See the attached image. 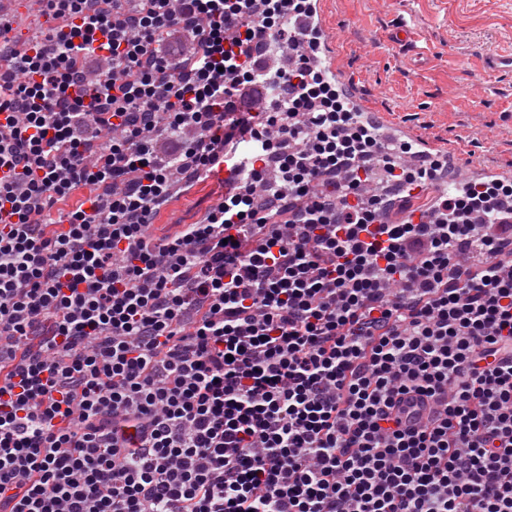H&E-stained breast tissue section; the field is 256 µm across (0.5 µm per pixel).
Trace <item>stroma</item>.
<instances>
[{
  "label": "stroma",
  "mask_w": 512,
  "mask_h": 512,
  "mask_svg": "<svg viewBox=\"0 0 512 512\" xmlns=\"http://www.w3.org/2000/svg\"><path fill=\"white\" fill-rule=\"evenodd\" d=\"M322 9L331 60L383 122L432 143L457 177L472 163L512 174V71L487 65L512 47V0H322ZM402 24L416 34L412 46L388 40ZM223 193L222 179L211 178L154 224L169 232Z\"/></svg>",
  "instance_id": "35a3bbf8"
}]
</instances>
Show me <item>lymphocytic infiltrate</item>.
<instances>
[{
	"label": "lymphocytic infiltrate",
	"instance_id": "obj_1",
	"mask_svg": "<svg viewBox=\"0 0 512 512\" xmlns=\"http://www.w3.org/2000/svg\"><path fill=\"white\" fill-rule=\"evenodd\" d=\"M138 2L0 16V512H512V183L257 69L311 0ZM220 177V178H219ZM219 177L209 179L206 183L199 184L191 191L174 198L167 206L161 209L154 224L159 234L172 232V224H185L191 218L200 214L208 206L216 202L224 195L223 179L228 175L224 170Z\"/></svg>",
	"mask_w": 512,
	"mask_h": 512
}]
</instances>
